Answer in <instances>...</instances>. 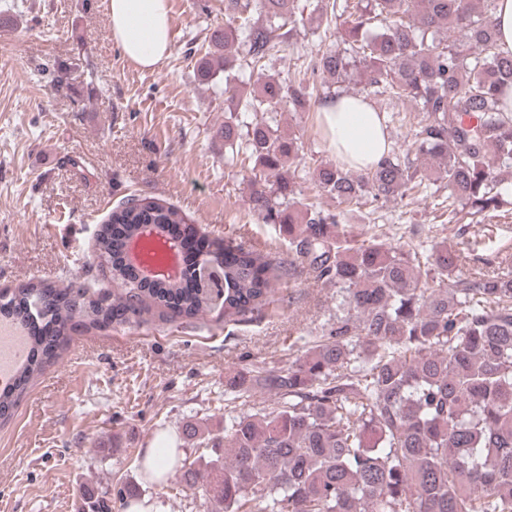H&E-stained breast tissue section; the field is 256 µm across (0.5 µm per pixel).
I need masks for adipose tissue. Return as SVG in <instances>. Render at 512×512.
Instances as JSON below:
<instances>
[{"instance_id":"1","label":"adipose tissue","mask_w":512,"mask_h":512,"mask_svg":"<svg viewBox=\"0 0 512 512\" xmlns=\"http://www.w3.org/2000/svg\"><path fill=\"white\" fill-rule=\"evenodd\" d=\"M112 37L124 55L152 69L169 55L172 44L168 0H106ZM323 120L331 133L337 160L356 170L376 165L389 141L378 112L360 97H343L324 105Z\"/></svg>"}]
</instances>
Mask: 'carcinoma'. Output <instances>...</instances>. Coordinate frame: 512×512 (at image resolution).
<instances>
[{
    "label": "carcinoma",
    "mask_w": 512,
    "mask_h": 512,
    "mask_svg": "<svg viewBox=\"0 0 512 512\" xmlns=\"http://www.w3.org/2000/svg\"><path fill=\"white\" fill-rule=\"evenodd\" d=\"M498 0H319L340 21V43L311 60L312 82L266 76L247 96L238 72L262 70L279 45L305 28L299 0H224V28L206 37L197 77L224 71V156L249 161V209L278 224L288 262L233 233L211 241L196 287L144 281L112 262L120 291L71 282L0 289V315L28 330V356L0 391L9 418L28 384L66 349L70 324L167 322L216 312L224 323L260 321L283 278L336 289V310L301 339L281 367L243 368L227 382L233 403L260 387L277 406L224 419L214 431L190 419L188 444L224 445V456L175 460L183 487L202 491L212 512H512V253L478 254L466 225L455 241L358 240L342 223L364 203L448 187V222L498 217L512 185V53L501 51ZM266 18L255 20L254 13ZM359 73L368 96L406 100L422 112L405 152L394 149L354 173L323 164L315 187L336 212L303 202L302 142L257 112H315L342 92L330 81ZM430 158L416 165L410 155ZM181 212L128 195L97 234L98 258L153 224L166 235ZM121 224L125 238L111 235ZM56 328L53 336L38 329Z\"/></svg>",
    "instance_id": "obj_1"
}]
</instances>
